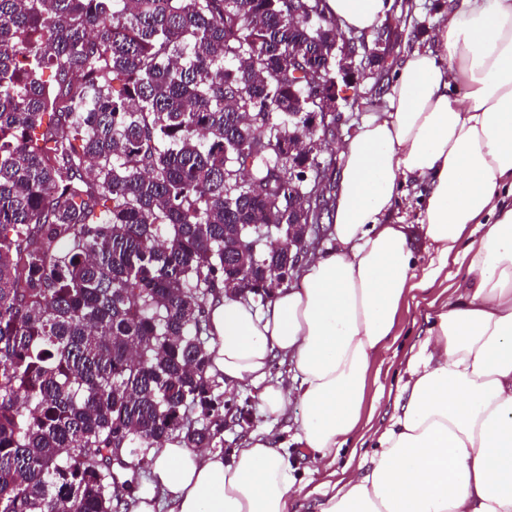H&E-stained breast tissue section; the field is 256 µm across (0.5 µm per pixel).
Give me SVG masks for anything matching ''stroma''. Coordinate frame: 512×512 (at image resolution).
I'll use <instances>...</instances> for the list:
<instances>
[{
    "label": "stroma",
    "mask_w": 512,
    "mask_h": 512,
    "mask_svg": "<svg viewBox=\"0 0 512 512\" xmlns=\"http://www.w3.org/2000/svg\"><path fill=\"white\" fill-rule=\"evenodd\" d=\"M409 3L410 6L402 14L399 25L402 34V56H409L417 50H436L433 34L446 20L455 0H409ZM392 75V70L388 69L359 86L358 107L345 109L346 123L341 125L338 135L328 136L321 153L322 158L329 164V175L336 176L340 173L338 144L355 135L366 119L385 109V102L373 101L370 91L375 87L388 88ZM464 275L465 268L461 263H449L444 276L438 277L434 285L414 291L412 297L407 298L401 305L397 316V337L389 341L385 354L373 364L368 375L364 407L367 419L362 423L360 435L353 437L350 447L342 449L337 455L333 464L334 470L370 467L373 448L369 436L373 428L387 424L397 412L401 403L399 388L406 379L405 369L410 349L419 346L425 340L434 322L438 304L447 300L454 286H457ZM236 404V410L226 415V426L222 435L223 452L228 453L245 445L256 433L288 441L290 459L298 469L309 473V495L303 499L298 512H317L319 504L329 491L327 478L312 473L313 463L309 456L302 448L291 442L295 422L302 411L301 404L292 402L284 415L278 419L263 417L259 409L258 390L250 385L237 390Z\"/></svg>",
    "instance_id": "stroma-1"
}]
</instances>
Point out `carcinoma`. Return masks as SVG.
<instances>
[{
    "label": "carcinoma",
    "mask_w": 512,
    "mask_h": 512,
    "mask_svg": "<svg viewBox=\"0 0 512 512\" xmlns=\"http://www.w3.org/2000/svg\"><path fill=\"white\" fill-rule=\"evenodd\" d=\"M288 0H0V512H118L215 448L208 304L288 275L303 51Z\"/></svg>",
    "instance_id": "carcinoma-1"
}]
</instances>
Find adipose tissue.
<instances>
[{
    "instance_id": "ef3b65f1",
    "label": "adipose tissue",
    "mask_w": 512,
    "mask_h": 512,
    "mask_svg": "<svg viewBox=\"0 0 512 512\" xmlns=\"http://www.w3.org/2000/svg\"><path fill=\"white\" fill-rule=\"evenodd\" d=\"M393 0H326L370 33ZM439 53L397 69L384 112L340 148L335 248L306 260L301 287L264 309L224 296L208 308L210 372L250 384L269 418L299 401L294 437L319 469L361 426L365 384L415 290L449 259L466 275L410 354L404 402L375 431L372 466L345 473L319 512H512V0H461L435 32ZM426 186L420 229L433 265L415 266L409 225L384 217L402 179ZM480 225L468 245V225ZM291 377L270 380L277 358ZM134 512H292L301 487L286 443L255 434L223 456L171 443L147 457Z\"/></svg>"
}]
</instances>
